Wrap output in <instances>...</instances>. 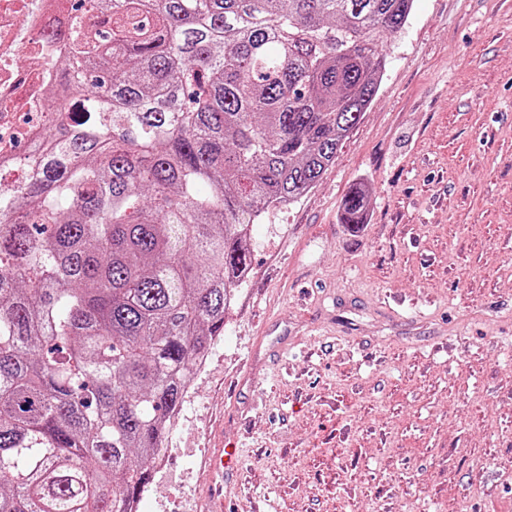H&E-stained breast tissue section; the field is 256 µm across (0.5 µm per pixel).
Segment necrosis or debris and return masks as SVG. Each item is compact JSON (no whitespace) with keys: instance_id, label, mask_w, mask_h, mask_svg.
Returning a JSON list of instances; mask_svg holds the SVG:
<instances>
[{"instance_id":"necrosis-or-debris-1","label":"necrosis or debris","mask_w":512,"mask_h":512,"mask_svg":"<svg viewBox=\"0 0 512 512\" xmlns=\"http://www.w3.org/2000/svg\"><path fill=\"white\" fill-rule=\"evenodd\" d=\"M71 0H0V186L19 187L6 172L34 176L49 117L46 85L58 81L62 46L45 32L69 27Z\"/></svg>"}]
</instances>
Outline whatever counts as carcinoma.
<instances>
[{
    "label": "carcinoma",
    "mask_w": 512,
    "mask_h": 512,
    "mask_svg": "<svg viewBox=\"0 0 512 512\" xmlns=\"http://www.w3.org/2000/svg\"><path fill=\"white\" fill-rule=\"evenodd\" d=\"M68 105L0 193V512H131L251 269L319 181L413 0H73ZM363 186L343 201L359 224Z\"/></svg>",
    "instance_id": "cac0c4a2"
}]
</instances>
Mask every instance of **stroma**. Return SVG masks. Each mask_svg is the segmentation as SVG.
<instances>
[{
  "instance_id": "obj_1",
  "label": "stroma",
  "mask_w": 512,
  "mask_h": 512,
  "mask_svg": "<svg viewBox=\"0 0 512 512\" xmlns=\"http://www.w3.org/2000/svg\"><path fill=\"white\" fill-rule=\"evenodd\" d=\"M251 271L141 512H512V0H414ZM364 185L362 225L341 220ZM238 465V453L236 448H222L212 455L208 461V468L212 472L222 475L234 471Z\"/></svg>"
}]
</instances>
